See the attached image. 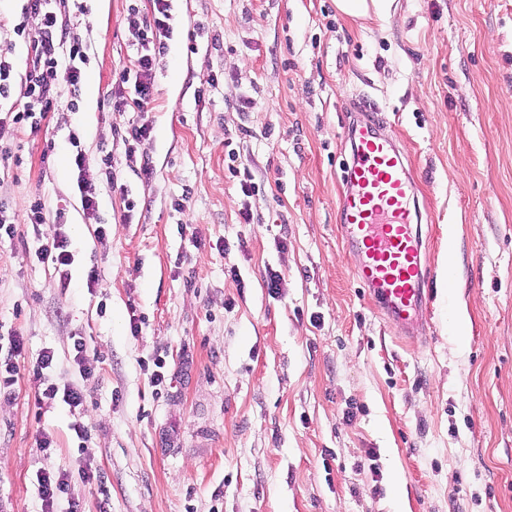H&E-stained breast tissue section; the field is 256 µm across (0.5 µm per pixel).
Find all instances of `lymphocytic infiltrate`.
Instances as JSON below:
<instances>
[{
	"label": "lymphocytic infiltrate",
	"instance_id": "1",
	"mask_svg": "<svg viewBox=\"0 0 512 512\" xmlns=\"http://www.w3.org/2000/svg\"><path fill=\"white\" fill-rule=\"evenodd\" d=\"M23 13L39 20L38 26L30 31L21 24L14 27L17 35L26 37L33 55L24 74H16L13 45L0 41V102H6L5 117L17 130L35 134L40 131L48 112L54 111L61 90H68L71 98H78L82 67L88 62V53L86 44L71 34L69 0H25ZM127 24L133 36L132 59L130 67L120 73L119 81L133 83L135 96L130 100L118 98L114 109L122 112L131 105L140 112V121L124 130L128 144L126 159L138 164L140 175L148 177L153 173L150 159L139 155L138 148L149 139L152 130L149 112L155 71L164 58L166 42L173 29L170 0H153L152 11L147 16L140 15L138 9H130ZM74 165L83 213L86 218L97 219L99 186H106L113 192L119 189L112 157L108 154L92 156L80 149L74 156ZM26 214L29 223L54 225L53 234L41 242L36 256L39 261L52 262L60 278H67L72 256L67 237L60 230L63 212L39 197L31 201ZM53 359L51 351H43L32 368L31 375L38 389L36 406L60 400L73 409L83 407L85 396L80 388L70 383L59 384L49 377ZM76 478L90 483L97 480L98 474L88 467L75 474L67 470L40 473L37 484L42 512H54L55 505L62 501L67 504L66 512H82V503L73 492L72 481Z\"/></svg>",
	"mask_w": 512,
	"mask_h": 512
}]
</instances>
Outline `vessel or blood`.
I'll return each mask as SVG.
<instances>
[{
  "instance_id": "1",
  "label": "vessel or blood",
  "mask_w": 512,
  "mask_h": 512,
  "mask_svg": "<svg viewBox=\"0 0 512 512\" xmlns=\"http://www.w3.org/2000/svg\"><path fill=\"white\" fill-rule=\"evenodd\" d=\"M352 138L339 219L357 251L353 274L386 316L412 335L422 325L427 301V256L413 175L394 142L374 125L356 126Z\"/></svg>"
}]
</instances>
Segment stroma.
<instances>
[{"instance_id":"1","label":"stroma","mask_w":512,"mask_h":512,"mask_svg":"<svg viewBox=\"0 0 512 512\" xmlns=\"http://www.w3.org/2000/svg\"><path fill=\"white\" fill-rule=\"evenodd\" d=\"M84 5L73 32L96 97L59 103L35 136L0 127L16 157L0 200L63 207L73 255L64 288L34 254L51 226L0 239V336L25 342L0 395V512H40L37 473L85 466L102 480L75 484L84 512H512V0H391L358 20L336 0H172L147 180L114 131L132 115L113 112L112 85L128 9L152 2ZM374 120L422 211L429 301L411 338L356 282L339 224L347 129ZM78 146L111 154L128 190L101 191L96 223ZM46 349L80 412L36 414L28 371ZM157 357L158 392L143 369ZM72 360L80 375L91 373L95 357L91 355L87 341L82 336H78L73 342Z\"/></svg>"}]
</instances>
